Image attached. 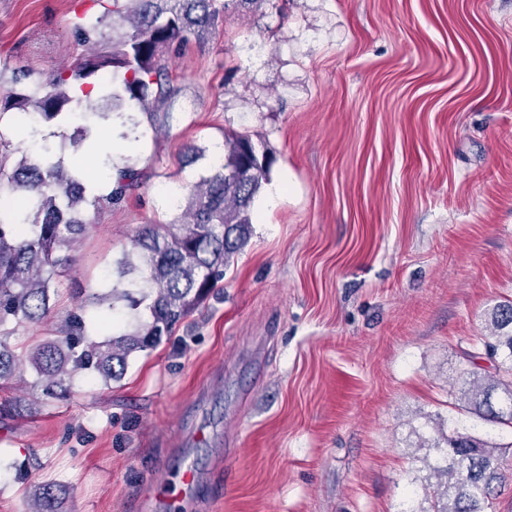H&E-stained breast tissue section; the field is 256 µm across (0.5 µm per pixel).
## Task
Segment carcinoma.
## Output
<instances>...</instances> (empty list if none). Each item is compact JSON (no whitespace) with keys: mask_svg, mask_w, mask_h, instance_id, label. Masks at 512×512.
Returning a JSON list of instances; mask_svg holds the SVG:
<instances>
[{"mask_svg":"<svg viewBox=\"0 0 512 512\" xmlns=\"http://www.w3.org/2000/svg\"><path fill=\"white\" fill-rule=\"evenodd\" d=\"M135 4L131 30L112 39L106 49L91 47L74 67L61 69L19 94L12 75L6 86L0 68V121L7 111L24 115L26 126L15 144L0 130V383L22 368L21 355L8 339L25 324H38L50 310L51 281L57 269L73 261V252L91 225L83 217L125 201L140 186L144 173L128 159L111 162L102 171L107 194L92 200L79 177L82 164L64 165L62 148L38 137L50 124L74 127L73 151L103 127L122 128L127 138L137 122L122 111L132 103L154 122H167L161 108L174 94L162 64L163 53L189 37L201 39L216 31L233 5L250 8L262 0H112L101 3L98 15L78 26L84 41L125 18L126 2ZM95 90L106 105L95 109L74 89ZM273 157L250 135L224 137V160L200 178L181 201L183 219L148 224L134 240V252L116 263L92 294L109 310L115 304L137 310L147 318L130 331H116L104 320L109 339H87L85 305L71 310L55 328L56 338L38 344L29 355L35 386L48 399L65 401L73 377L83 375L108 383L122 378L129 357L170 338L176 326L195 310L224 279L230 257L250 238L252 206L270 175ZM489 328L493 341L484 343L487 357L501 358L494 371L483 372L481 353H464L461 397L455 407L481 420L512 429V302L495 305ZM440 462L430 466L438 483L435 512H489L506 482L504 457L512 443L499 444L460 431L458 423L436 440ZM52 484L39 487L33 512H57Z\"/></svg>","mask_w":512,"mask_h":512,"instance_id":"carcinoma-1","label":"carcinoma"}]
</instances>
